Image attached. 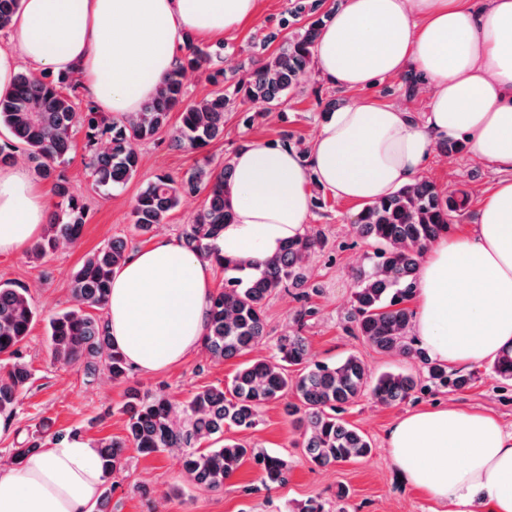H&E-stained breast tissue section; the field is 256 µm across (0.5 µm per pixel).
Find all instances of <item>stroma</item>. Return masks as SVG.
Wrapping results in <instances>:
<instances>
[{"label":"stroma","mask_w":512,"mask_h":512,"mask_svg":"<svg viewBox=\"0 0 512 512\" xmlns=\"http://www.w3.org/2000/svg\"><path fill=\"white\" fill-rule=\"evenodd\" d=\"M284 3L285 0H259L257 16L242 25L224 52L220 65L227 74L239 73L255 36L275 27ZM363 95L413 112L426 109L425 92H408L401 76L378 80ZM331 97L341 107L353 101L355 95L306 79L299 91L288 98L287 122H280L272 115L246 131L241 126L239 112L226 113L223 138L211 143L202 154L170 146L168 132H160L155 139L140 144L141 167L137 177L108 191L95 186L91 155L85 148V130L76 129L73 148L62 169L72 193L86 208L80 240L74 245L61 246L40 262L32 261L24 253L0 255V283L14 282L26 287L39 312L23 348L33 379L17 409L16 433L0 437V460L9 459L22 435L44 425L50 431L66 434L77 429L91 440L123 435L125 418L119 408L125 400L127 384L112 381L105 375L90 382L81 367L54 363L49 353L47 319L73 307L71 277L87 254L119 237L128 239L130 246H142V238L134 236L132 231V208L141 188L161 172L184 174L201 155H209L218 164L242 141L273 142L284 130L303 146H310L328 119L325 102ZM422 176L439 190L468 193L466 209L452 218L451 230L455 233L471 229L482 191L498 178L492 168L477 163L466 148L451 154L433 152ZM322 199L324 205L312 210L310 223L323 231L326 244L311 259L308 296L300 300L290 291L270 299L267 335L253 349V356L270 355L278 336L299 327L317 361L332 364L355 355L376 375L386 371L424 375L420 362L380 353L351 330L347 313L356 288L354 270L371 253L372 247L353 231L360 203L327 192ZM239 365L236 358L213 361L201 350L164 370L148 375L132 373L130 382L144 391H163L182 403L201 388L225 387ZM470 370L474 380L463 391L447 392L427 386L391 407L374 404L366 396L347 406L343 419L368 436L374 451L369 458L329 468H315L306 462L296 446L298 436L280 406L263 408L255 429L245 432L232 429L228 435L248 447L288 456L291 473L287 484L269 490L262 486L260 473L249 460L226 481L223 490L211 491L195 485L184 473L179 449L147 457L127 451L123 468L114 477L116 489L109 499L108 512H286L287 508L312 497L335 502L336 491L341 486L349 491V512H430L427 498L400 480L384 445L385 434L398 416L441 401L491 413L512 427V382L496 377L487 361L471 365Z\"/></svg>","instance_id":"35a3bbf8"}]
</instances>
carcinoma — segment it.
Here are the masks:
<instances>
[{"label": "carcinoma", "instance_id": "carcinoma-1", "mask_svg": "<svg viewBox=\"0 0 512 512\" xmlns=\"http://www.w3.org/2000/svg\"><path fill=\"white\" fill-rule=\"evenodd\" d=\"M20 6L21 0H0V31L11 28ZM322 6L323 0H287L278 27L286 30L300 18L305 24L275 53L250 56L242 77L233 83L224 69L214 67L226 45L203 46L187 37L176 66L163 79L157 94L140 112L121 120L114 121L98 111L90 99L85 111H76L74 92L79 83L70 75L48 81L28 69L18 74L11 90L0 95V126L11 135L10 140L0 142V165L11 163L16 153L24 150L34 178L52 182L59 198L29 258L40 262L61 245L75 243L85 224V208L70 193L60 171L72 148L74 122L87 129L95 183L105 190L136 176L141 161L138 143L154 139L167 128L174 146L202 152L224 135L227 112L245 113L246 128L274 111L285 122L286 111L279 106L312 68L319 35L335 14L322 10ZM189 72L205 75L217 90L197 101H186L185 77ZM174 112L178 120L171 128ZM232 175V157L224 158L218 170L206 157L181 177L156 175L142 187L132 209L135 232L150 237L166 223L182 197L206 191L203 206L191 223L184 225L180 239L188 250L224 271V285L211 296L203 342L206 353L216 361L247 355L266 336L268 300L282 290L306 286L309 259L324 243L322 233L313 229L262 261L224 259L214 241L224 225L233 223ZM466 202L464 197L440 192L427 179H417L363 205L354 219L356 233L374 247L355 273L357 288L349 315L355 332L380 353L419 360L431 383L451 390L466 387L472 375L450 372L415 348L410 336L413 312L408 302L427 247L450 230V217ZM128 256L123 240L87 255L71 278L74 307L48 321L53 360L63 366L83 367L90 382L102 372L117 382L128 380L131 374L123 353L112 343L104 319L94 314L104 308L112 273ZM37 318L26 289L0 284V355L11 359L0 372V417L9 423L32 378L20 348ZM492 370L501 379L512 381V353L495 360ZM419 387L421 379L410 372L374 376L355 355L331 365L316 361L307 338L298 330L279 336L271 356L242 363L227 388H203L185 403H176L162 392L130 386L120 408L125 416V434L92 443L104 479L97 512H106L111 479L121 469L129 448L149 456L211 441L215 447L181 456L182 467L194 483L220 491L241 463L251 458L259 468L262 484L270 489L288 480V458L226 439L224 429L253 428L263 407L278 404L312 465L321 468L360 460L372 454V444L339 417L342 406L369 396L389 407ZM42 446V436L31 434L11 461L17 464Z\"/></svg>", "mask_w": 512, "mask_h": 512}]
</instances>
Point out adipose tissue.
Instances as JSON below:
<instances>
[{"label":"adipose tissue","instance_id":"1","mask_svg":"<svg viewBox=\"0 0 512 512\" xmlns=\"http://www.w3.org/2000/svg\"><path fill=\"white\" fill-rule=\"evenodd\" d=\"M258 0H22L12 46L0 50V93L20 63L79 74L97 107L137 112L175 67L185 35L221 40ZM329 85L365 90L415 68L429 91L412 112L362 97L333 113L308 156L256 141L234 160V221L216 245L260 261L304 235L312 188L368 203L411 183L437 142L466 136L474 157L501 172L472 229L426 250L411 333L428 359L464 367L512 352V0H344L314 50ZM49 199L21 164L0 167V254L40 238ZM214 266L173 234L135 248L115 270L105 319L131 369L154 373L197 352L206 333ZM385 446L431 512H512V428L444 402L397 417ZM102 490L89 441H47L0 467V512H92Z\"/></svg>","mask_w":512,"mask_h":512}]
</instances>
